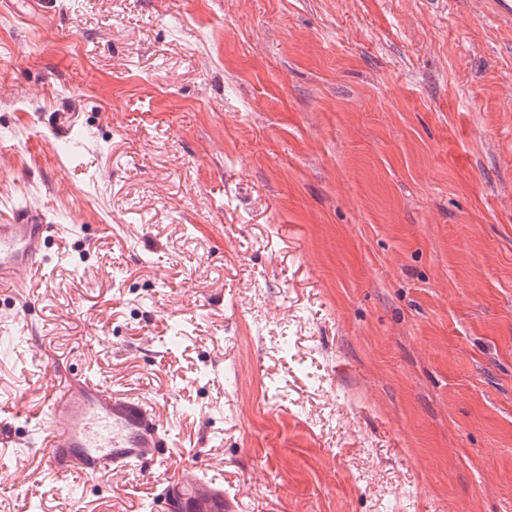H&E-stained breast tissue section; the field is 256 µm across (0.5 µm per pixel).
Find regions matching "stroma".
Segmentation results:
<instances>
[{
    "instance_id": "35a3bbf8",
    "label": "stroma",
    "mask_w": 512,
    "mask_h": 512,
    "mask_svg": "<svg viewBox=\"0 0 512 512\" xmlns=\"http://www.w3.org/2000/svg\"><path fill=\"white\" fill-rule=\"evenodd\" d=\"M0 512H512V22L484 0H0ZM148 399L60 481L27 395ZM46 220L41 210L25 207L16 224H0L1 292L21 284L42 265L47 242L55 232V225Z\"/></svg>"
}]
</instances>
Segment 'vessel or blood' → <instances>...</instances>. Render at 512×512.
I'll use <instances>...</instances> for the list:
<instances>
[{
  "label": "vessel or blood",
  "mask_w": 512,
  "mask_h": 512,
  "mask_svg": "<svg viewBox=\"0 0 512 512\" xmlns=\"http://www.w3.org/2000/svg\"><path fill=\"white\" fill-rule=\"evenodd\" d=\"M54 225L38 209L22 208L12 224H0V288H13L45 258ZM38 411L44 417L46 463L60 479L70 471L95 478L126 472L158 459L163 438L153 406L139 397L112 394L109 388L83 382L55 386Z\"/></svg>",
  "instance_id": "1"
}]
</instances>
